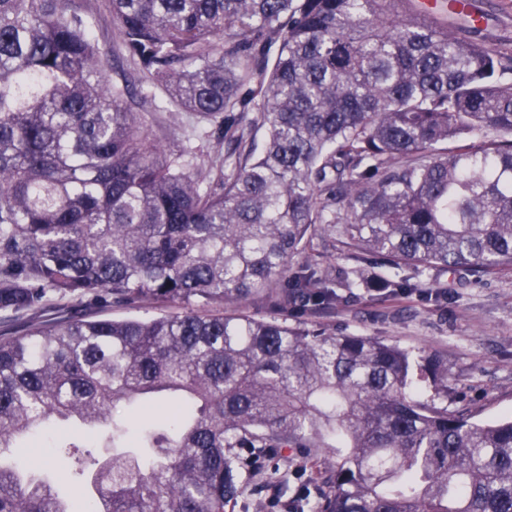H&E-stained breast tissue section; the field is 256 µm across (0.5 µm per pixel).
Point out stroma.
<instances>
[{
  "instance_id": "obj_1",
  "label": "stroma",
  "mask_w": 512,
  "mask_h": 512,
  "mask_svg": "<svg viewBox=\"0 0 512 512\" xmlns=\"http://www.w3.org/2000/svg\"><path fill=\"white\" fill-rule=\"evenodd\" d=\"M487 14L483 39L504 51H512V0H474ZM90 16L100 48L109 51L115 72L129 70L118 24L103 0H78ZM138 112L149 142L167 153L185 154L197 166L223 164L224 146L210 138L209 127L192 113L171 103L162 90L134 87L128 98ZM314 247L322 271L330 274L360 267L364 285L343 293L339 301L317 313H304L302 327L326 328L339 335L375 336L399 344L412 353L436 355L448 364V395L442 405L452 411L473 412L483 420L512 415V267L480 279L460 278L431 271L448 295L438 301L424 290L398 296L374 285L378 275L408 276V269L394 270L372 260L354 262L349 249L336 237H318ZM70 311L80 317L120 320L170 313V306L149 302L116 303L86 296L60 308L48 302L33 314L0 320V332L22 326L29 319L50 322ZM329 448H277L246 465L244 490L227 512H292L295 492L307 487L311 496L327 491Z\"/></svg>"
}]
</instances>
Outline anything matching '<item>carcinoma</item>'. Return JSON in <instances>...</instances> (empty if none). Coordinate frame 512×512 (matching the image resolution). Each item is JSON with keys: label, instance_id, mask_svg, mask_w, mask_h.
<instances>
[{"label": "carcinoma", "instance_id": "1", "mask_svg": "<svg viewBox=\"0 0 512 512\" xmlns=\"http://www.w3.org/2000/svg\"><path fill=\"white\" fill-rule=\"evenodd\" d=\"M105 2L132 69L224 138L222 191L147 144L75 0H0V314L97 293L185 308L0 338V512H82L38 478L47 427L96 512H225L239 448L336 449L311 512H512V418L422 398L448 393L442 360L213 311L358 287L318 270L325 235L411 269L379 281L393 294L512 267V52L468 0L443 2L452 23L412 0ZM18 442L25 473L1 459Z\"/></svg>", "mask_w": 512, "mask_h": 512}]
</instances>
